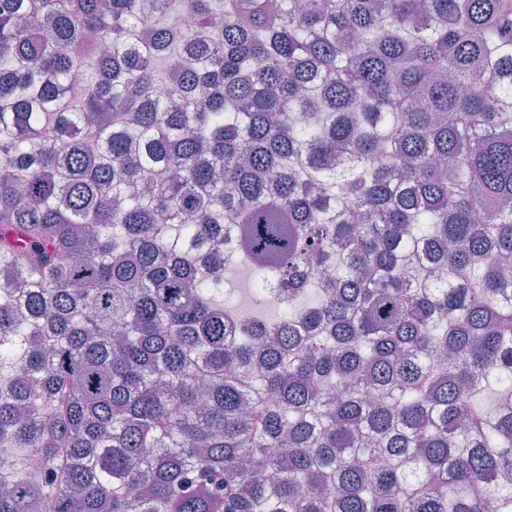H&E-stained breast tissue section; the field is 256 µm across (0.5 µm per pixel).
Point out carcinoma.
Segmentation results:
<instances>
[{
	"instance_id": "1",
	"label": "carcinoma",
	"mask_w": 512,
	"mask_h": 512,
	"mask_svg": "<svg viewBox=\"0 0 512 512\" xmlns=\"http://www.w3.org/2000/svg\"><path fill=\"white\" fill-rule=\"evenodd\" d=\"M511 95L512 0H0V512H512Z\"/></svg>"
}]
</instances>
